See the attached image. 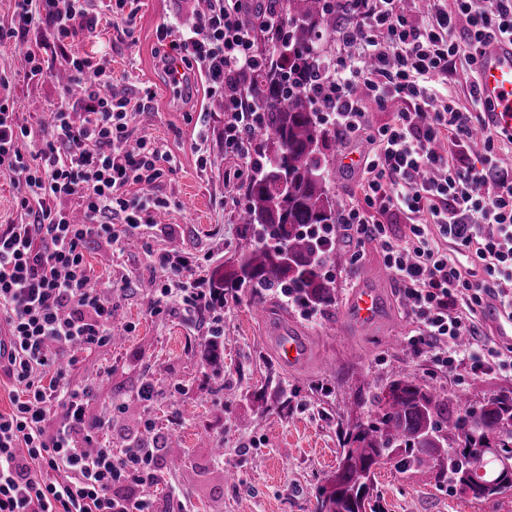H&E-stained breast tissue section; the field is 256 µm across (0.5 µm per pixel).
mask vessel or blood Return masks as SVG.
Wrapping results in <instances>:
<instances>
[{
	"mask_svg": "<svg viewBox=\"0 0 512 512\" xmlns=\"http://www.w3.org/2000/svg\"><path fill=\"white\" fill-rule=\"evenodd\" d=\"M477 84L482 101L489 106V124L512 132V39L492 40L482 46ZM382 307L378 289L357 288L349 297L346 315L357 324L367 325L378 319ZM484 317L492 324L498 341H512L511 314L495 303L485 309ZM273 343L279 362L288 368L303 365L310 355L307 339L285 327L278 329Z\"/></svg>",
	"mask_w": 512,
	"mask_h": 512,
	"instance_id": "1",
	"label": "vessel or blood"
}]
</instances>
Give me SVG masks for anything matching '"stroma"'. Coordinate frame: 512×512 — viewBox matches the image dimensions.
<instances>
[{"label":"stroma","instance_id":"1","mask_svg":"<svg viewBox=\"0 0 512 512\" xmlns=\"http://www.w3.org/2000/svg\"><path fill=\"white\" fill-rule=\"evenodd\" d=\"M107 3L91 0L97 25L90 32L78 31L72 48L88 53L108 48L118 83L134 92H153L150 109L137 115L135 123L176 156L177 169L161 190L177 206L158 215L156 227L141 228L137 247L89 243L86 258L94 276L112 286V333L123 343L76 352L66 379L72 387L89 388L90 412L111 409V426L99 437L113 447H121L148 424L168 436L164 456L180 460L181 467L156 485V499H164L174 485L196 512H314L313 490L337 464L339 423L365 415L361 394L368 382L382 381L392 364L433 387L461 389L473 408L512 390V380L495 375L460 386L427 358L403 356L396 342L411 324L394 282L380 275L382 257L369 247L362 261L352 262L356 244L345 236L338 237L328 265L336 280V305L344 307L362 284L378 288L383 309L371 326L348 329L307 317L278 296L256 303L244 294L221 309L226 342L212 357L207 319L189 323L173 312L149 314L140 283L167 280L153 253L190 254L196 276L203 279L232 261L245 228L224 198V173L237 162L224 154L219 97L197 82L191 101L177 99L157 62V29L167 23L192 24L190 0H137L128 31L114 25ZM49 64L52 71L43 77L18 76L15 44L0 45V69L17 75L12 94L22 121L40 122L64 96L66 88L54 76L62 63L53 58ZM201 131L208 136L203 162L193 148ZM164 224L177 225V233L161 232ZM283 323L308 340L310 356L301 367L281 365L269 341ZM270 371L288 395L286 411L271 408L273 397L264 385ZM145 381L154 388L148 402L138 396ZM216 444L224 449L220 465L212 456ZM378 491L384 512H512L511 496L491 507L456 497L426 477L403 478L388 468L378 473Z\"/></svg>","mask_w":512,"mask_h":512}]
</instances>
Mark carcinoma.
Segmentation results:
<instances>
[{"label":"carcinoma","instance_id":"1","mask_svg":"<svg viewBox=\"0 0 512 512\" xmlns=\"http://www.w3.org/2000/svg\"><path fill=\"white\" fill-rule=\"evenodd\" d=\"M274 7L287 26L264 38L268 48L250 77L259 128L238 213L244 243L207 287L218 303L243 292L255 302L290 294L300 309L324 314L336 305V279L324 270L335 242L324 235L339 216L332 186L338 149L313 98L311 45L336 35V8L324 0H274ZM463 400L389 370L368 391L366 416L340 426L336 470L315 487L316 512H384L377 470L387 464L477 503L512 496V393L494 394L477 409Z\"/></svg>","mask_w":512,"mask_h":512}]
</instances>
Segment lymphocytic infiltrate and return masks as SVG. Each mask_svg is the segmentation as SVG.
Segmentation results:
<instances>
[{"instance_id": "f902f5d3", "label": "lymphocytic infiltrate", "mask_w": 512, "mask_h": 512, "mask_svg": "<svg viewBox=\"0 0 512 512\" xmlns=\"http://www.w3.org/2000/svg\"><path fill=\"white\" fill-rule=\"evenodd\" d=\"M0 45L31 38L26 78L45 75L46 51L59 55L78 95L65 98L46 125H25L10 98L13 78L0 70V173L21 187L19 219L0 225V325L12 350L0 358L10 383L0 412V512H153L142 490L160 477L158 432L145 426L121 453L84 428L82 389L64 387L73 349L112 341V309L91 288L87 245L121 244L131 230L156 224L175 207L160 185L177 161L157 139L136 133L138 113L153 99L112 78L105 53L69 50L75 29H92L89 0H14ZM337 48L318 67L317 101L325 122L344 140L374 145L359 172L360 196L340 214L358 245L380 251L412 323L410 350L457 381L494 374L512 379V355L483 330V311L496 301L512 311V170L498 143L505 134L482 125L477 56L493 38L512 37V0H431L413 12L402 0H332ZM282 16L254 0H210L194 27H165L158 37L181 57L187 94L191 77L224 98V153L240 165L225 173L234 190L252 172L256 131L243 78L257 61V36L283 26ZM462 69L468 109L456 102L452 71ZM390 113L376 126L370 111ZM400 215L393 230L383 215ZM178 284L156 288L151 313L203 316L206 294L192 279L188 257L155 254ZM59 408L55 428L46 416Z\"/></svg>"}]
</instances>
